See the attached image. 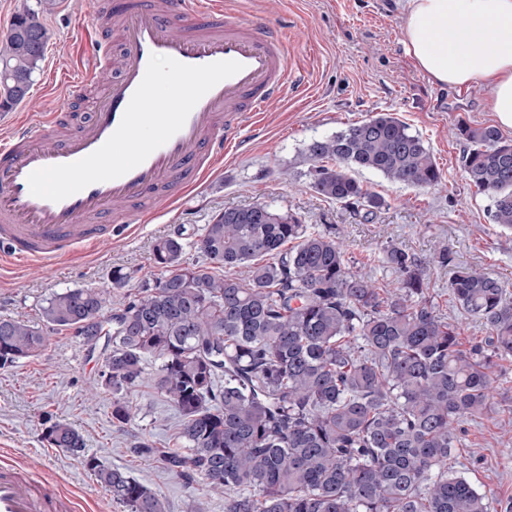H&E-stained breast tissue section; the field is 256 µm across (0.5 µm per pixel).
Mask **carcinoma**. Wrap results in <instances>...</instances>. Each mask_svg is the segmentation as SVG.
I'll return each mask as SVG.
<instances>
[{"label": "carcinoma", "mask_w": 512, "mask_h": 512, "mask_svg": "<svg viewBox=\"0 0 512 512\" xmlns=\"http://www.w3.org/2000/svg\"><path fill=\"white\" fill-rule=\"evenodd\" d=\"M56 0H18L0 43V109L22 102L50 41L40 16ZM463 167L492 201L494 223L512 229V141L494 126L461 124ZM311 189L372 213L384 205L359 170L421 189L442 184L430 149L408 124L378 113L306 147ZM190 263L180 237L152 249L161 271L134 293L121 268L112 288L55 293L43 326L0 318V369L36 355L44 328L83 334L97 319L105 339L100 379L112 389V422L134 419L127 395L157 364L155 387L181 416L185 451L165 469L224 496V512H491L481 493L448 467L461 424L488 418L494 361L512 360V294L480 269L457 271L448 292L489 330L462 347L439 314L426 270L398 246L384 249L400 286L354 274L342 244L297 214L262 203L226 208L206 225ZM74 454L128 512H167L124 469L84 453L80 432L57 420L44 429Z\"/></svg>", "instance_id": "cac0c4a2"}]
</instances>
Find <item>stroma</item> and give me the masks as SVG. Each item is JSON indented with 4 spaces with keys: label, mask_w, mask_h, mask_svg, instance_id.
Returning a JSON list of instances; mask_svg holds the SVG:
<instances>
[{
    "label": "stroma",
    "mask_w": 512,
    "mask_h": 512,
    "mask_svg": "<svg viewBox=\"0 0 512 512\" xmlns=\"http://www.w3.org/2000/svg\"><path fill=\"white\" fill-rule=\"evenodd\" d=\"M233 11L284 27L291 45L288 66L305 82L289 87L264 113L240 146L229 148L203 184L161 217L115 233L100 244L71 253L51 266L12 263L0 267V317L40 320L53 293L83 286L110 287L112 270L129 273L128 290L158 276L150 260L155 241L181 235L190 260L205 224L227 207L262 203L297 213L303 223L339 238L353 271L382 288L399 279L386 264L384 246L414 255L428 270L427 286L437 311L458 326L463 345L487 336L448 296V281L462 267L481 269L512 293V229L494 224L490 200L470 185L462 166L467 147L456 127L496 125L487 89H451L430 82L413 65L403 43L401 0H223ZM94 0H59L41 21L52 33L41 69L25 100L14 105L29 129L42 132L46 113L87 120L93 108L81 84L88 63H97L105 38L93 19ZM96 87L116 71L97 63ZM387 112L406 122L428 145L442 172V188L419 189L389 182L372 171L359 180L384 199L382 208L332 202L309 187L311 165L304 157L315 138ZM73 331L48 333L37 356L0 369V459L40 472L74 497L76 512H128L84 467L81 457L50 445L47 420L62 419L82 432L87 453L105 465L126 469L164 499L168 512H224V498L200 483L186 485L153 457L135 452L141 441L176 448L180 417L147 379L131 395L135 417L112 422V393H90L102 365ZM493 418L468 421L455 451V468L495 504L512 506V362L494 370Z\"/></svg>",
    "instance_id": "stroma-1"
}]
</instances>
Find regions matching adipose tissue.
<instances>
[{
    "instance_id": "adipose-tissue-1",
    "label": "adipose tissue",
    "mask_w": 512,
    "mask_h": 512,
    "mask_svg": "<svg viewBox=\"0 0 512 512\" xmlns=\"http://www.w3.org/2000/svg\"><path fill=\"white\" fill-rule=\"evenodd\" d=\"M404 39L417 70L442 86L487 88L512 129V0H407Z\"/></svg>"
}]
</instances>
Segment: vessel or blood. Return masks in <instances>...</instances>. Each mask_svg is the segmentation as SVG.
Here are the masks:
<instances>
[{
    "label": "vessel or blood",
    "mask_w": 512,
    "mask_h": 512,
    "mask_svg": "<svg viewBox=\"0 0 512 512\" xmlns=\"http://www.w3.org/2000/svg\"><path fill=\"white\" fill-rule=\"evenodd\" d=\"M112 12L126 54L92 116L67 128L51 112L43 134L20 123L0 142V259L54 263L140 212L162 214L292 83L287 35L228 15L223 0H114ZM176 19L184 33H171ZM161 61L183 95L174 112L145 109ZM0 512L74 508L42 475L5 462Z\"/></svg>",
    "instance_id": "b4317fda"
}]
</instances>
